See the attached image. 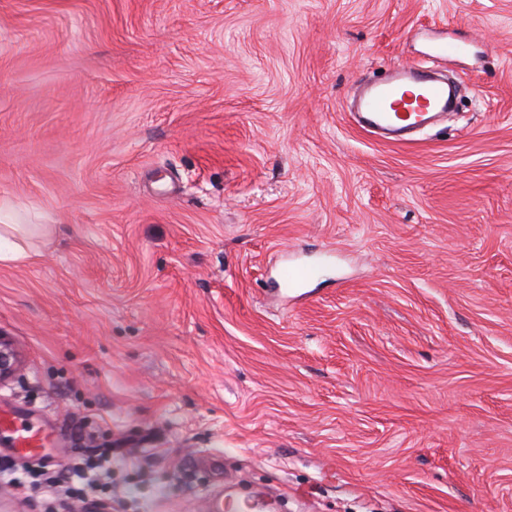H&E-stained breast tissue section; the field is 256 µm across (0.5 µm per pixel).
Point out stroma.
<instances>
[{
  "instance_id": "obj_1",
  "label": "stroma",
  "mask_w": 512,
  "mask_h": 512,
  "mask_svg": "<svg viewBox=\"0 0 512 512\" xmlns=\"http://www.w3.org/2000/svg\"><path fill=\"white\" fill-rule=\"evenodd\" d=\"M438 41L457 115L360 131ZM0 201V411L139 438L112 512H512V0H0ZM17 216L0 204V262H20L30 255L21 244L22 239L33 231H44L47 224H16ZM22 362L12 343L6 336H0V382L12 378L21 368ZM208 512H250L252 507L247 502H240L232 495L225 494L221 490L211 497L207 504Z\"/></svg>"
}]
</instances>
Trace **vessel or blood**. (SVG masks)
<instances>
[{"label":"vessel or blood","mask_w":512,"mask_h":512,"mask_svg":"<svg viewBox=\"0 0 512 512\" xmlns=\"http://www.w3.org/2000/svg\"><path fill=\"white\" fill-rule=\"evenodd\" d=\"M452 97L446 82L422 65H399L382 78L363 84L351 103L356 124L378 140L398 144L448 112ZM0 430L14 435V452L31 460H47L48 435L38 427L8 414L0 415ZM208 512H251L249 503L232 495L215 494L207 504Z\"/></svg>","instance_id":"b4317fda"}]
</instances>
